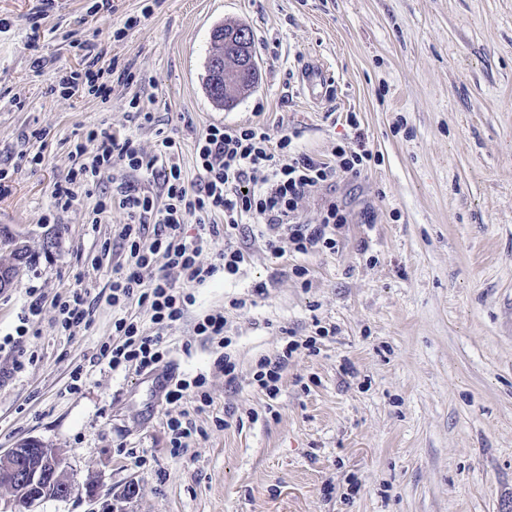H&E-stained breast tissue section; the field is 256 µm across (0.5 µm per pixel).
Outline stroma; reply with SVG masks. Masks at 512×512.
<instances>
[{
  "instance_id": "obj_1",
  "label": "stroma",
  "mask_w": 512,
  "mask_h": 512,
  "mask_svg": "<svg viewBox=\"0 0 512 512\" xmlns=\"http://www.w3.org/2000/svg\"><path fill=\"white\" fill-rule=\"evenodd\" d=\"M94 2L0 0V167L13 170L0 189V263L17 241L31 255L0 291V338L29 289L44 296L23 354L0 350V450L37 440L75 486L29 510L0 485V512H512V0H162L119 42L113 28L140 16L143 0ZM229 21L251 30L260 80L224 110L205 75L211 32ZM87 39L100 67L136 76L105 103L58 89ZM36 51L46 59L37 73ZM310 61L331 78L316 100L299 81ZM135 96L152 124L132 120ZM258 122L326 162L361 135L377 161L299 205L302 222L318 224L336 200L347 222L335 251L302 255L285 241L276 258L247 225L233 239L239 272L188 286L193 305L162 332L164 363L204 374L211 405L176 409L153 374L90 362L113 339L106 298L125 258L124 210L92 212L111 177L78 189L54 223L44 217L90 128L121 131L147 154L159 132L178 129L193 182L196 132ZM37 152L41 165H20ZM73 288L96 302L90 328L68 334L52 302ZM234 299L244 307L230 308ZM213 311L228 317L232 386L215 367L220 348L194 333ZM321 326L318 352L294 354L268 399L252 382L257 362L284 334L303 340ZM184 410L193 432L174 458L167 421ZM131 483L139 493L128 498Z\"/></svg>"
}]
</instances>
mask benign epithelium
Here are the masks:
<instances>
[{
    "mask_svg": "<svg viewBox=\"0 0 512 512\" xmlns=\"http://www.w3.org/2000/svg\"><path fill=\"white\" fill-rule=\"evenodd\" d=\"M216 68L222 72L224 83H239L247 74L257 71L258 64L255 58L243 56L231 71L220 62ZM3 475L9 477V487L16 500L25 506L49 497L68 498L74 488L58 455L35 440L0 452V477Z\"/></svg>",
    "mask_w": 512,
    "mask_h": 512,
    "instance_id": "7a95c632",
    "label": "benign epithelium"
}]
</instances>
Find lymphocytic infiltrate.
Here are the masks:
<instances>
[{
	"label": "lymphocytic infiltrate",
	"instance_id": "lymphocytic-infiltrate-1",
	"mask_svg": "<svg viewBox=\"0 0 512 512\" xmlns=\"http://www.w3.org/2000/svg\"><path fill=\"white\" fill-rule=\"evenodd\" d=\"M85 49V67L61 77L59 86L67 96L88 95L108 101L113 83L103 79L97 45L89 41ZM194 148L199 178L189 182L177 161L181 149L178 138L162 136L155 154L148 157L129 136L97 126L77 143L79 161L66 184L54 190L55 209H66L77 188L98 183L119 164L124 171L140 174L157 185L165 197L163 205H156L149 191L122 178L116 180L112 191L111 199H118L127 215L118 233L127 261L115 270L107 301L115 308L133 302L148 307L158 330L157 335L150 336L135 319L116 318L112 323L114 341L101 344L95 356L96 361L107 362L112 371L150 373L166 356L160 331L183 319L190 301L189 295L170 279V272L197 284L220 269L232 275L238 272L244 260L241 249L225 247L217 254L218 264H202L199 256L205 236L187 237L185 225L195 224L210 235L221 232L228 237L240 224L263 225L265 247L274 256L280 255V241L285 237L300 254L315 248L335 250L336 232L347 222L336 202L325 205L322 221L315 225L299 222V204L317 185L335 181L340 175L361 176L372 161L371 151L362 142L348 149L337 148L340 163L336 166L298 154L292 149L288 132L275 137L269 127L261 124L209 126L196 134ZM111 199H99L97 212H105ZM218 215L223 216V224H215ZM159 254L166 260L162 273L153 270L154 258ZM88 296L87 289L75 288L55 299L57 323L62 330L89 325ZM226 327L227 318L219 311L198 319L194 332L224 348L225 353L216 364L226 384L231 385L236 382L238 371L229 351L232 340L225 334ZM303 347L311 351L315 345L310 342L303 346L289 340L275 357L258 361L253 378L269 398L278 396L289 360Z\"/></svg>",
	"mask_w": 512,
	"mask_h": 512
}]
</instances>
